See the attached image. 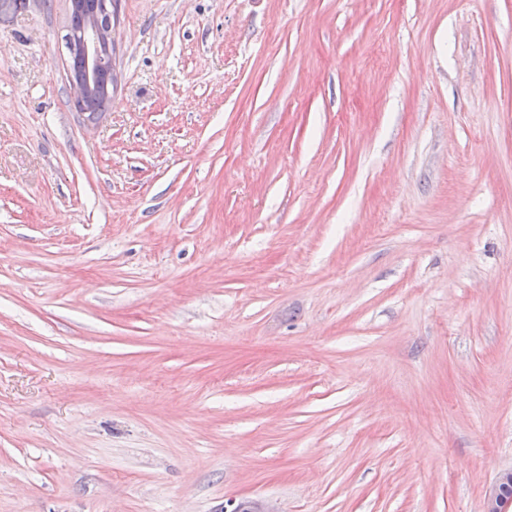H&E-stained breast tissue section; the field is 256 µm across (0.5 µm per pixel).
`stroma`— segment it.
<instances>
[{
	"mask_svg": "<svg viewBox=\"0 0 512 512\" xmlns=\"http://www.w3.org/2000/svg\"><path fill=\"white\" fill-rule=\"evenodd\" d=\"M0 14V512H484L512 469V0ZM85 3V10L82 13H76L74 11L71 12L69 18V25L67 33L64 38H68L70 34L81 33L85 28L86 22L88 20V15H98L102 17L103 21L107 22L108 15L105 14V10L103 8L104 1L111 0H83ZM111 29L112 22L109 28L105 29L96 16L90 20L86 33L70 40V51L79 53H69L68 62L72 77L80 75L85 64L84 74L77 80L72 79L75 95H90L94 89V75L97 68L106 62H112ZM112 65L106 64L97 74V92L90 99H75V108L78 112L87 114L89 120L98 118L103 114L106 107L112 102Z\"/></svg>",
	"mask_w": 512,
	"mask_h": 512,
	"instance_id": "obj_1",
	"label": "stroma"
}]
</instances>
